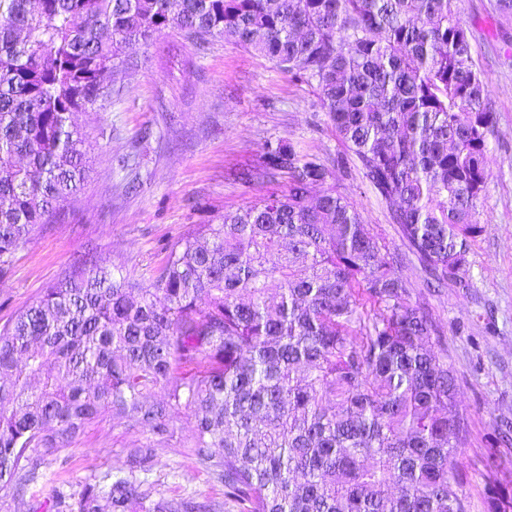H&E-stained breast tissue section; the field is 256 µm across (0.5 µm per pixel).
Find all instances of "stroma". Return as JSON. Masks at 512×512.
I'll return each instance as SVG.
<instances>
[{
  "label": "stroma",
  "instance_id": "35a3bbf8",
  "mask_svg": "<svg viewBox=\"0 0 512 512\" xmlns=\"http://www.w3.org/2000/svg\"><path fill=\"white\" fill-rule=\"evenodd\" d=\"M492 2H460L496 114L476 208L484 231L470 246L469 286L434 293L417 284L412 295L447 333L448 365L470 423L462 458L470 512H487L486 458L512 459V442H492L496 423L512 421V18L499 17ZM128 53L135 67L117 76L111 103L73 116L88 177L67 211L36 228L0 275V328L88 250L137 278L199 225L222 223L258 199L266 186L243 183L237 173L259 163L266 141L290 140L329 159L343 150L316 88L268 58L219 38L197 47L168 32ZM336 183L374 233L401 247L361 175ZM192 436L182 408L172 410L162 439L129 419H103L42 465L43 479L25 496L0 487V512H49L55 490L79 491L108 472L135 475L152 501L210 502L217 512H240L190 453ZM146 447L154 450L148 470L130 472L134 450Z\"/></svg>",
  "mask_w": 512,
  "mask_h": 512
}]
</instances>
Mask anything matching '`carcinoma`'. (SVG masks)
I'll list each match as a JSON object with an SVG mask.
<instances>
[{
  "mask_svg": "<svg viewBox=\"0 0 512 512\" xmlns=\"http://www.w3.org/2000/svg\"><path fill=\"white\" fill-rule=\"evenodd\" d=\"M459 0H0V272L87 175L73 113L124 48L222 38L316 86L346 152L268 141L244 183L287 178L166 250L142 280L90 250L0 330V485L20 493L112 415L158 435L189 412L192 452L243 512H470L469 421L422 286L465 282L495 123ZM368 183L408 253L328 180ZM321 186L320 194H315ZM167 387V400L152 399ZM512 512V460L485 463ZM57 493L56 512H209L128 477Z\"/></svg>",
  "mask_w": 512,
  "mask_h": 512,
  "instance_id": "cac0c4a2",
  "label": "carcinoma"
}]
</instances>
